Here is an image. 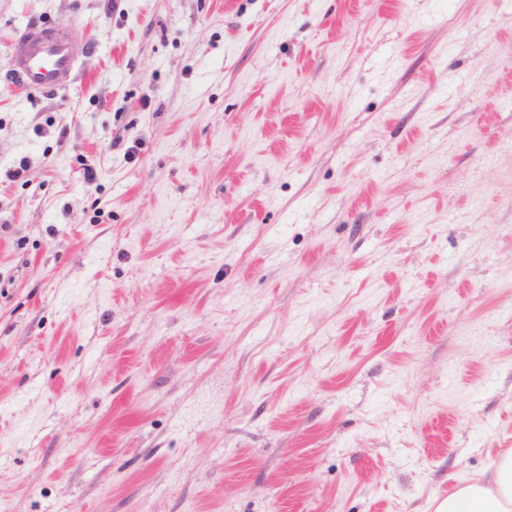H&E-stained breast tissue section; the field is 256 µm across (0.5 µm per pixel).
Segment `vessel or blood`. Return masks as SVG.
<instances>
[{"label":"vessel or blood","instance_id":"b4317fda","mask_svg":"<svg viewBox=\"0 0 512 512\" xmlns=\"http://www.w3.org/2000/svg\"><path fill=\"white\" fill-rule=\"evenodd\" d=\"M15 79L20 87L57 90L66 86L76 56L66 40L45 39L35 32L21 35L14 48Z\"/></svg>","mask_w":512,"mask_h":512}]
</instances>
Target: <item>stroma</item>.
<instances>
[{
  "label": "stroma",
  "instance_id": "1",
  "mask_svg": "<svg viewBox=\"0 0 512 512\" xmlns=\"http://www.w3.org/2000/svg\"><path fill=\"white\" fill-rule=\"evenodd\" d=\"M510 449L512 0H0V507L426 512ZM15 79L20 87L57 90L66 86L75 69L76 56L66 40L40 38L34 31L15 42Z\"/></svg>",
  "mask_w": 512,
  "mask_h": 512
}]
</instances>
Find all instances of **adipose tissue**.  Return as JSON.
I'll return each instance as SVG.
<instances>
[{
  "instance_id": "adipose-tissue-1",
  "label": "adipose tissue",
  "mask_w": 512,
  "mask_h": 512,
  "mask_svg": "<svg viewBox=\"0 0 512 512\" xmlns=\"http://www.w3.org/2000/svg\"><path fill=\"white\" fill-rule=\"evenodd\" d=\"M490 471L489 480L459 483L433 512H512V454L499 455Z\"/></svg>"
}]
</instances>
